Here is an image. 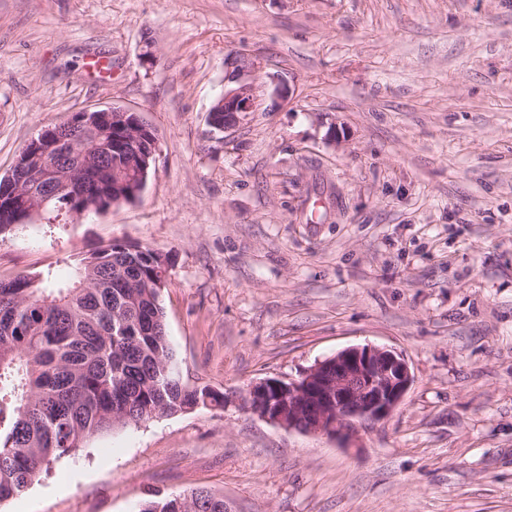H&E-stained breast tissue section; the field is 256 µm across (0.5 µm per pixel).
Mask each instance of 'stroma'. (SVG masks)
Returning a JSON list of instances; mask_svg holds the SVG:
<instances>
[{
    "instance_id": "35a3bbf8",
    "label": "stroma",
    "mask_w": 512,
    "mask_h": 512,
    "mask_svg": "<svg viewBox=\"0 0 512 512\" xmlns=\"http://www.w3.org/2000/svg\"><path fill=\"white\" fill-rule=\"evenodd\" d=\"M233 51L258 106L218 131ZM113 105L158 131L142 193L14 226L0 280H67L116 241L169 254L182 379L224 403L96 436L0 512L194 488L228 512H512V0H0V175ZM365 344L413 382L352 447L245 408L252 382Z\"/></svg>"
}]
</instances>
